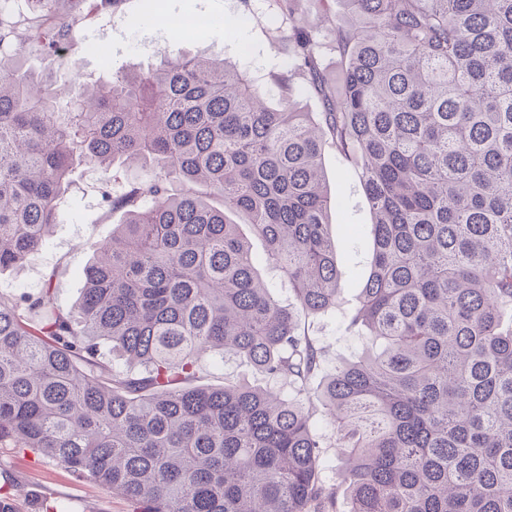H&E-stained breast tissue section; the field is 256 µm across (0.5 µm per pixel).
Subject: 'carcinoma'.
Returning <instances> with one entry per match:
<instances>
[{
	"instance_id": "cac0c4a2",
	"label": "carcinoma",
	"mask_w": 512,
	"mask_h": 512,
	"mask_svg": "<svg viewBox=\"0 0 512 512\" xmlns=\"http://www.w3.org/2000/svg\"><path fill=\"white\" fill-rule=\"evenodd\" d=\"M58 15L52 53L81 22ZM341 91L293 29L279 105L203 56L59 86L0 13V271L40 248L79 164L154 160L119 196L66 311L54 272L0 293V442L47 457L136 512H512V0H343ZM318 96L321 112L294 98ZM332 148L373 214L354 357L318 398L348 467L323 475L305 402L321 349L259 277L246 218L308 315L341 284L323 169ZM288 390L192 385L199 356Z\"/></svg>"
}]
</instances>
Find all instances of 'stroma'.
<instances>
[{"label":"stroma","instance_id":"35a3bbf8","mask_svg":"<svg viewBox=\"0 0 512 512\" xmlns=\"http://www.w3.org/2000/svg\"><path fill=\"white\" fill-rule=\"evenodd\" d=\"M162 11L149 13L144 0H117L112 10H90L67 58L41 54L29 45L30 67L54 68L60 82L80 76L106 78L158 64L167 51H180L245 68L262 89L271 86L269 76L286 64L288 21L276 0H161ZM203 16L206 28L175 38L169 19ZM343 18L341 0H302L301 22L312 29L320 43L325 74L331 85H340L342 74L331 46V30ZM323 164L329 182L339 185V200L330 214L331 232L337 242V268L344 290L339 312L306 318L305 323L323 350L322 367L332 370L350 358L361 345L357 332L348 330L343 312L357 303L359 290L370 269V224L373 220L363 186L355 173L332 150H325ZM146 173L139 163L105 171L82 166L73 172L71 187L60 205L58 224L45 244L20 265L0 272V284L8 293H36L48 270L56 272L57 301L66 310L79 302L85 286L84 270L92 258L90 243L109 240L122 220L101 196L102 188L126 189ZM249 379L257 385L268 380L234 360L204 358L198 384L220 385L227 380ZM8 485L14 512H43L46 505L59 512H135L127 499L106 492L95 483L74 479L66 469L32 453L19 454L0 446V485Z\"/></svg>","mask_w":512,"mask_h":512}]
</instances>
